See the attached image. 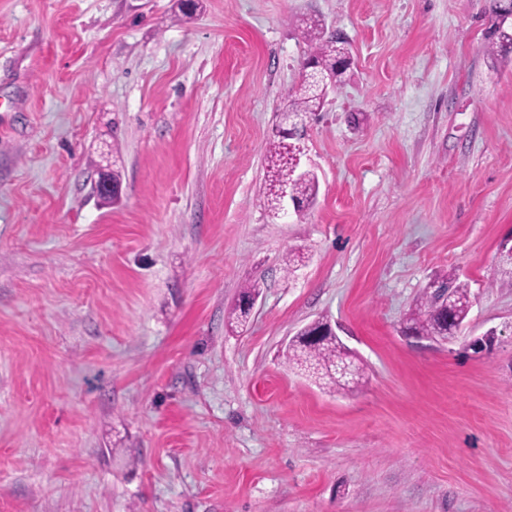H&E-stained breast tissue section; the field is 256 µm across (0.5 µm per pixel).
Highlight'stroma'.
Segmentation results:
<instances>
[{
	"instance_id": "1",
	"label": "stroma",
	"mask_w": 512,
	"mask_h": 512,
	"mask_svg": "<svg viewBox=\"0 0 512 512\" xmlns=\"http://www.w3.org/2000/svg\"><path fill=\"white\" fill-rule=\"evenodd\" d=\"M487 9L0 0V512H512V62ZM308 19L352 65L299 217L268 209L266 152ZM448 280L463 335H405ZM318 319L352 391L284 356Z\"/></svg>"
}]
</instances>
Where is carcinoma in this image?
<instances>
[{"mask_svg": "<svg viewBox=\"0 0 512 512\" xmlns=\"http://www.w3.org/2000/svg\"><path fill=\"white\" fill-rule=\"evenodd\" d=\"M503 4L490 0L488 18L491 41L487 51L492 55L512 53V23L506 22L499 13ZM302 37L309 43L307 60L313 67L301 73L300 87L289 95L283 107L288 112H317L322 108V88L338 81L341 66L348 55V48L335 35L327 33L321 21L309 19L302 27ZM287 146L278 135L270 140L267 156V196L270 207L277 209L281 193L286 191L296 202L297 213H302L317 197L319 181L314 173L293 178L286 160ZM454 294V304H439L434 293H424L416 311L407 319V332L414 336L444 339L453 330L462 329L471 310L470 291L463 282L448 284ZM330 335V326L319 322L303 330V337L290 343L286 358L302 370H309L316 378L327 380L336 390H346L358 384L359 379L347 381L336 373V362L341 349L335 341L318 342L311 337Z\"/></svg>", "mask_w": 512, "mask_h": 512, "instance_id": "1", "label": "carcinoma"}]
</instances>
